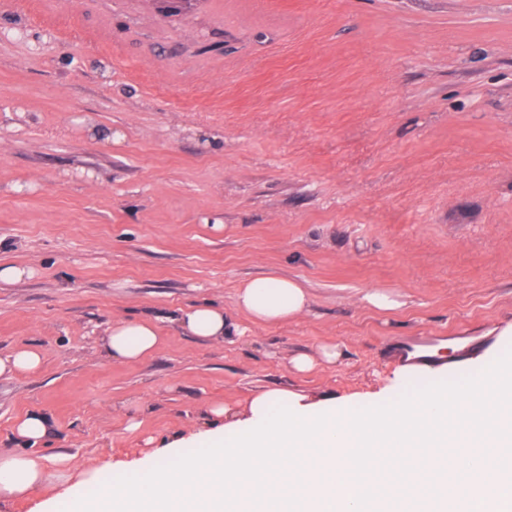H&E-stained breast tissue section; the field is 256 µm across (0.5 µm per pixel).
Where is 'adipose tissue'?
Wrapping results in <instances>:
<instances>
[{
  "label": "adipose tissue",
  "mask_w": 512,
  "mask_h": 512,
  "mask_svg": "<svg viewBox=\"0 0 512 512\" xmlns=\"http://www.w3.org/2000/svg\"><path fill=\"white\" fill-rule=\"evenodd\" d=\"M312 297L279 276L243 281L237 309L271 325L306 313ZM192 335L223 340L236 326L222 309L181 311ZM162 341L154 323L122 319L101 339L104 354L139 361ZM216 425L157 449L123 479L111 463L86 469L38 446L57 435L39 411L18 418L19 449L0 448V506L46 489L52 468L67 485L39 512H512V356L448 389L340 403L263 390L244 408H211Z\"/></svg>",
  "instance_id": "adipose-tissue-1"
}]
</instances>
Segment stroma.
<instances>
[{
  "label": "stroma",
  "instance_id": "1",
  "mask_svg": "<svg viewBox=\"0 0 512 512\" xmlns=\"http://www.w3.org/2000/svg\"><path fill=\"white\" fill-rule=\"evenodd\" d=\"M162 7L0 8V265L32 271L0 285V356L44 353L0 377V448L39 410L59 427L45 454L127 462L264 388L379 390L405 345L512 354V0ZM259 275L311 309L254 323L234 293ZM377 288L398 308L363 301ZM202 303L238 334L190 336L178 314ZM126 317L162 336L138 362L100 350ZM298 353L316 367L295 373ZM442 354L405 392L476 377ZM43 362V352L38 347H19L5 358L0 356V376L29 374L39 371Z\"/></svg>",
  "mask_w": 512,
  "mask_h": 512
}]
</instances>
